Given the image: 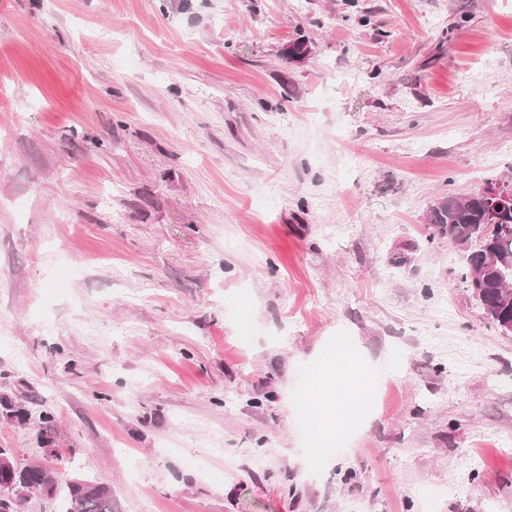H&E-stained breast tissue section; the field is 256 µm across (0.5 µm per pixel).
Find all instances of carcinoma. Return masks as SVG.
I'll use <instances>...</instances> for the list:
<instances>
[{
  "label": "carcinoma",
  "mask_w": 512,
  "mask_h": 512,
  "mask_svg": "<svg viewBox=\"0 0 512 512\" xmlns=\"http://www.w3.org/2000/svg\"><path fill=\"white\" fill-rule=\"evenodd\" d=\"M432 234L463 247V279L473 280L479 302L496 324L512 321V271L487 262L490 255L512 263V209L491 213L480 193L465 198L448 195L431 206L427 218ZM0 512H21L19 488H36L53 494L55 484L39 466L0 468ZM64 512H114L112 491L102 485L75 480L68 485Z\"/></svg>",
  "instance_id": "obj_1"
}]
</instances>
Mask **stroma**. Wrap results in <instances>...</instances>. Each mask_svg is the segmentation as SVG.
I'll list each match as a JSON object with an SVG mask.
<instances>
[{
    "label": "stroma",
    "instance_id": "35a3bbf8",
    "mask_svg": "<svg viewBox=\"0 0 512 512\" xmlns=\"http://www.w3.org/2000/svg\"><path fill=\"white\" fill-rule=\"evenodd\" d=\"M489 179L512 0H0V448L119 512H512V335L426 220ZM372 387L371 374L348 353L346 339L338 338L336 346L317 369L314 384L304 401L319 415L313 431L315 448H308L312 456L320 454L319 445L333 443L340 431L357 422Z\"/></svg>",
    "mask_w": 512,
    "mask_h": 512
}]
</instances>
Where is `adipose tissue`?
I'll return each instance as SVG.
<instances>
[{
	"label": "adipose tissue",
	"instance_id": "1",
	"mask_svg": "<svg viewBox=\"0 0 512 512\" xmlns=\"http://www.w3.org/2000/svg\"><path fill=\"white\" fill-rule=\"evenodd\" d=\"M372 387L370 373L349 354L346 339H337L333 350L319 366L305 398L306 406L319 415L313 431L312 455H319L320 445L333 443L340 431L357 422Z\"/></svg>",
	"mask_w": 512,
	"mask_h": 512
}]
</instances>
